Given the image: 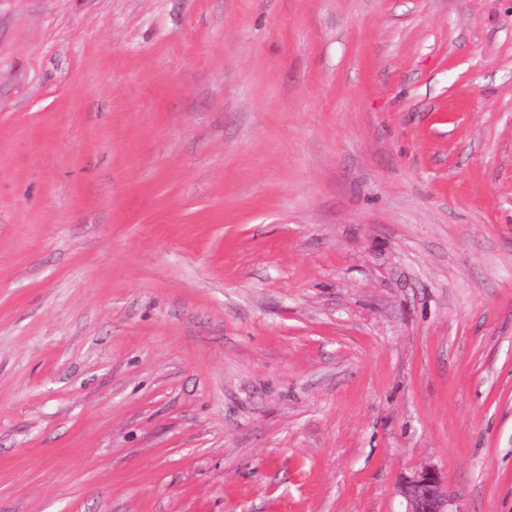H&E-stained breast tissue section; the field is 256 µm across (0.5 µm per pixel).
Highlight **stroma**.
<instances>
[{"instance_id": "stroma-1", "label": "stroma", "mask_w": 512, "mask_h": 512, "mask_svg": "<svg viewBox=\"0 0 512 512\" xmlns=\"http://www.w3.org/2000/svg\"><path fill=\"white\" fill-rule=\"evenodd\" d=\"M512 512V0H0V512ZM401 494L408 504L407 512H456L439 472L424 467L414 472L401 485Z\"/></svg>"}]
</instances>
